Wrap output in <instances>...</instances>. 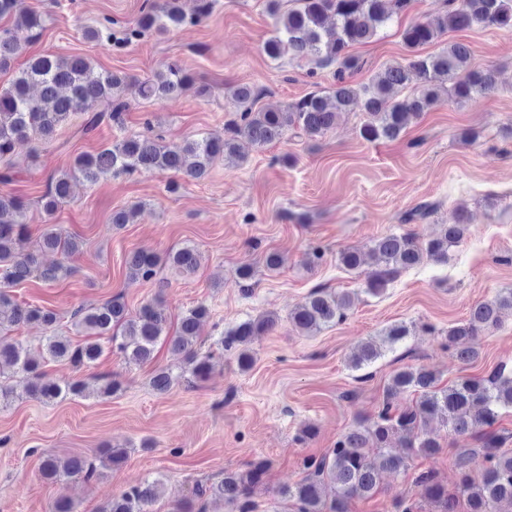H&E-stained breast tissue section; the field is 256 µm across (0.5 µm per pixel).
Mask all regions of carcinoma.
I'll list each match as a JSON object with an SVG mask.
<instances>
[{"label": "carcinoma", "instance_id": "cac0c4a2", "mask_svg": "<svg viewBox=\"0 0 512 512\" xmlns=\"http://www.w3.org/2000/svg\"><path fill=\"white\" fill-rule=\"evenodd\" d=\"M411 0H294V6L283 11L280 0H269L268 13L274 19V35L263 44V52L276 61L284 55L293 58L317 57L322 66L336 65V84L330 96L310 93L285 107H257L260 92L249 84H237L229 93L236 118L224 134H200L179 143L166 144L152 135L151 123L146 132L123 136L111 147L96 154H81L74 165L53 174L41 196L42 209L48 215L68 203L72 183L83 180L94 184L106 174L122 175L137 171H157L200 180L218 158L240 159L237 144L241 138L262 149L281 141L289 130L297 129L312 138L336 127L345 112L358 108L365 114L360 136L374 142L394 140L421 113L448 101L463 103L489 94L495 86V73L490 69L470 67L469 47L453 42L436 55L421 56L415 50L438 40L450 29L462 30L474 25L488 28H512V0H448V11L404 29L402 39L414 55L404 64H394L377 73L368 83L352 81L360 69L349 47L365 42L386 27L393 12L407 10ZM186 23L180 0H153L143 11L136 27L125 33L129 42L143 32L154 30L165 34ZM22 49L17 32L0 30V71H9ZM416 83L411 96L399 97L409 84ZM135 85L146 101L179 96L193 89L200 97L209 94L205 84L177 62L151 78L139 79L128 74L98 71L82 56L61 58L53 54L33 57L15 71L8 87L0 89V163L9 160L16 144L27 140L50 141L58 127L72 116H84L82 132L87 134L103 122L123 125V112L129 103L124 94ZM26 203L18 197H0V379L21 373L27 378L26 394L40 402H54L67 397L83 396L86 385L81 380L63 384L42 378L41 366L46 360L68 361L77 367H92L103 355L101 339H107L128 365H140L154 357L158 342H165L172 352L183 358V366L175 372L161 369L152 378L153 388L164 393L181 378L208 379L213 370L212 354L197 348L199 326L207 315L200 305L186 310L179 319L175 334L166 332L167 319L159 300H149L134 315L116 299L93 307H79L70 314V325L85 334L83 342L74 344L70 337L57 331L60 317L53 310L13 300L10 288L38 273L45 281L55 282L73 274V267L59 262L40 267L35 253L26 250L28 227L24 222ZM468 231L465 210H458L452 224L442 225L439 236L421 242L411 232L386 234L372 241L370 254L376 269L367 276L366 291L383 293L400 271L424 261L448 262L451 247L458 245ZM81 242L73 234L54 224L44 228L37 250L56 251L65 258L74 256ZM200 253L197 247L185 245L168 254L167 264L181 275L196 272ZM131 273L150 281L159 269L158 257L138 250L126 259ZM354 303L348 293H332L316 289L288 315L289 322L302 334H314L342 320ZM512 311V289L492 300L475 303L466 320L448 328V345L455 347L457 357L469 363L478 357L471 342L499 327L502 313ZM45 327L41 348L34 351L10 332L26 324ZM278 316L267 313L238 323L217 340L226 351H236L239 370L253 366V355L246 345L255 336L273 330ZM410 333L404 324H394L382 332L381 342L370 339L349 357V365L360 369L381 355V346L394 347ZM419 394L414 404L399 407L393 398L401 392ZM512 409V368L501 365L486 377H465L447 387L437 385V376L420 366L396 372L386 387L382 408L372 418L359 422L346 431L336 447L322 457L304 460L306 476L282 491V497L296 506L297 512H348L354 498L370 496L386 471L407 467L415 454L436 453L440 444L424 431L426 423L438 419L457 436L473 435L478 429V448H464L458 467L459 483L450 491L430 472L420 473L415 483L421 497L435 505L438 512H456L459 498H466L468 512H497V506H512V453L501 448L503 437L493 426L500 410ZM399 438L403 455L386 452L393 438ZM378 449L377 457L368 449ZM103 466L116 469L127 459L124 448L112 447L102 454ZM482 460L480 478L470 475V465ZM268 462L255 460L239 472L224 474V480L196 492L201 498L210 495L235 506L236 512H254L252 497L262 484ZM44 477L62 480L81 475L95 476L93 464L80 456L61 459L48 454L41 464ZM334 488L331 499L324 496V486ZM165 493L159 480L145 481L112 498L104 512H148V507Z\"/></svg>", "mask_w": 512, "mask_h": 512}]
</instances>
